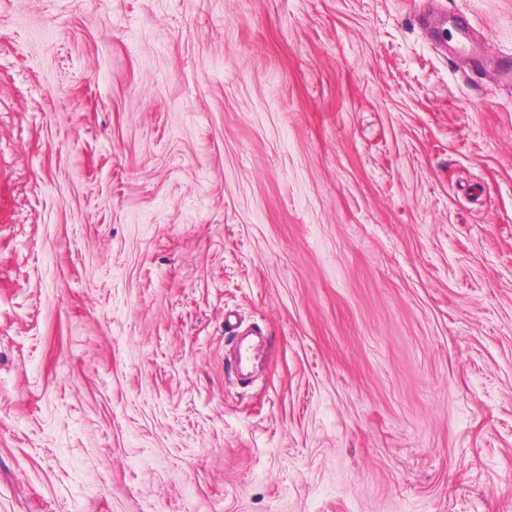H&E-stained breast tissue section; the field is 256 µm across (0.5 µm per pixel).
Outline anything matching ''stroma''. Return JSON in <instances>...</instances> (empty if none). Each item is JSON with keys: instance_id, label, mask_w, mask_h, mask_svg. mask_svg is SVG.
Returning <instances> with one entry per match:
<instances>
[{"instance_id": "35a3bbf8", "label": "stroma", "mask_w": 512, "mask_h": 512, "mask_svg": "<svg viewBox=\"0 0 512 512\" xmlns=\"http://www.w3.org/2000/svg\"><path fill=\"white\" fill-rule=\"evenodd\" d=\"M0 512H512V0H0Z\"/></svg>"}]
</instances>
